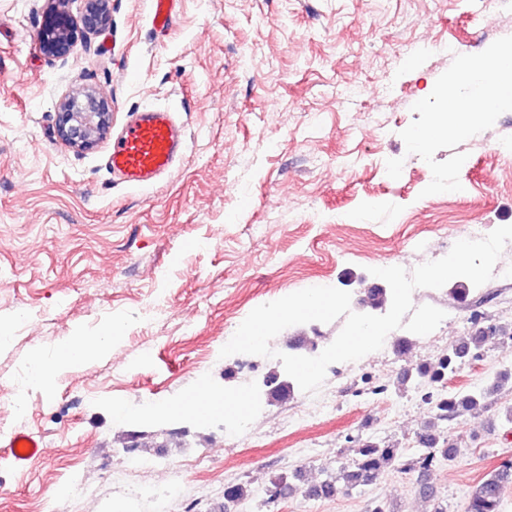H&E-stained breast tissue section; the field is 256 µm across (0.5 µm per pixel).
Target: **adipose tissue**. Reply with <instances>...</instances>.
I'll list each match as a JSON object with an SVG mask.
<instances>
[{
    "label": "adipose tissue",
    "instance_id": "ef3b65f1",
    "mask_svg": "<svg viewBox=\"0 0 512 512\" xmlns=\"http://www.w3.org/2000/svg\"><path fill=\"white\" fill-rule=\"evenodd\" d=\"M512 105V60H505L498 47L461 61L448 78L440 108L430 121L413 131L409 140L426 150L437 136L463 139L471 135L476 121L490 122L503 108ZM122 339L121 323L111 324L101 335L76 336L58 344L52 357L35 354L29 369L31 385L49 388L60 370L88 359L107 356Z\"/></svg>",
    "mask_w": 512,
    "mask_h": 512
}]
</instances>
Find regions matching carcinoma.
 Segmentation results:
<instances>
[{"instance_id": "1", "label": "carcinoma", "mask_w": 512, "mask_h": 512, "mask_svg": "<svg viewBox=\"0 0 512 512\" xmlns=\"http://www.w3.org/2000/svg\"><path fill=\"white\" fill-rule=\"evenodd\" d=\"M491 336H511L512 331L503 326H490L479 329L465 337L460 344L448 350L434 366L422 365L417 368L418 393L422 402L428 406L429 419L425 421L416 442L421 447L418 457L402 460L400 449L392 444L375 442L370 439L360 443L355 456L341 467V477L323 480L304 491L308 497L332 499L347 494L353 489L371 483L385 469L400 465L403 470L418 466L429 469L440 459L450 457L455 448L448 442L439 423L458 417L466 412L477 411L485 407L486 400L505 388H512V369L505 370L493 378L486 386L466 393L444 395L448 376L457 372L461 359L483 347ZM512 486V458H506L498 467L487 474L473 489L466 503L465 512H500V506L507 487ZM297 487L281 476L268 486L267 502L293 494ZM247 497V490L240 484L224 486V506L220 512L228 509Z\"/></svg>"}]
</instances>
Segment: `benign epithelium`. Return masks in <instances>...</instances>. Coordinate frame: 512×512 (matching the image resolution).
Listing matches in <instances>:
<instances>
[{"label":"benign epithelium","mask_w":512,"mask_h":512,"mask_svg":"<svg viewBox=\"0 0 512 512\" xmlns=\"http://www.w3.org/2000/svg\"><path fill=\"white\" fill-rule=\"evenodd\" d=\"M108 0H85L81 25L73 22L69 0H48L38 33L42 54L66 61L74 43L83 33L101 32L106 27ZM112 128V112L107 99L84 90L81 95H64L57 104V135L76 151L94 148Z\"/></svg>","instance_id":"obj_1"}]
</instances>
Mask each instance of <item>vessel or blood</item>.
<instances>
[{
  "label": "vessel or blood",
  "instance_id": "vessel-or-blood-1",
  "mask_svg": "<svg viewBox=\"0 0 512 512\" xmlns=\"http://www.w3.org/2000/svg\"><path fill=\"white\" fill-rule=\"evenodd\" d=\"M179 0H150L154 30L164 33L172 26ZM185 149V127L180 112L168 108H142L112 140L107 167L113 180L144 187L162 183L175 169ZM43 450L42 439L31 433H11L5 452L13 464H21Z\"/></svg>",
  "mask_w": 512,
  "mask_h": 512
}]
</instances>
